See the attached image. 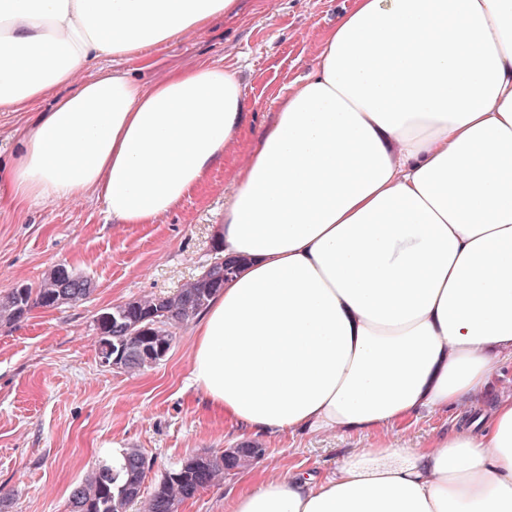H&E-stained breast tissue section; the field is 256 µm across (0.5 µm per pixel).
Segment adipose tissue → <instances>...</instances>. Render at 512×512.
Segmentation results:
<instances>
[{"label":"adipose tissue","mask_w":512,"mask_h":512,"mask_svg":"<svg viewBox=\"0 0 512 512\" xmlns=\"http://www.w3.org/2000/svg\"><path fill=\"white\" fill-rule=\"evenodd\" d=\"M235 9L0 0V112L54 99L0 204L172 211L235 143L243 86L215 63L148 86L128 66ZM318 47L234 174L218 242L239 267L194 328L193 383L255 434L399 430L476 404L512 361V0H352ZM101 57L125 66L76 82ZM230 512H512V395L422 448L249 476Z\"/></svg>","instance_id":"1"}]
</instances>
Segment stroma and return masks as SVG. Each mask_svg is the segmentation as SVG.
<instances>
[{
    "instance_id": "obj_1",
    "label": "stroma",
    "mask_w": 512,
    "mask_h": 512,
    "mask_svg": "<svg viewBox=\"0 0 512 512\" xmlns=\"http://www.w3.org/2000/svg\"><path fill=\"white\" fill-rule=\"evenodd\" d=\"M351 0H238L237 10L165 44L150 68L134 76L150 84L173 67L211 62L239 71L245 107L237 143L200 188L156 224L112 223L102 202L78 197L26 209L0 208V296L37 286L63 264L89 277L92 294L75 305L32 308L0 326V512H68L75 484L116 448H138L150 462L142 486L150 495L186 456L248 441L191 380L193 326L174 330L167 356L130 373L103 364L95 319L112 305L175 293L213 262L215 228L224 221L232 178L271 125L296 80L317 65L318 39ZM457 411L420 413L401 431L379 436L345 432L265 434L254 470L332 473L344 456L383 440L419 448L455 428ZM243 473L200 491L178 512H228L227 497Z\"/></svg>"
}]
</instances>
